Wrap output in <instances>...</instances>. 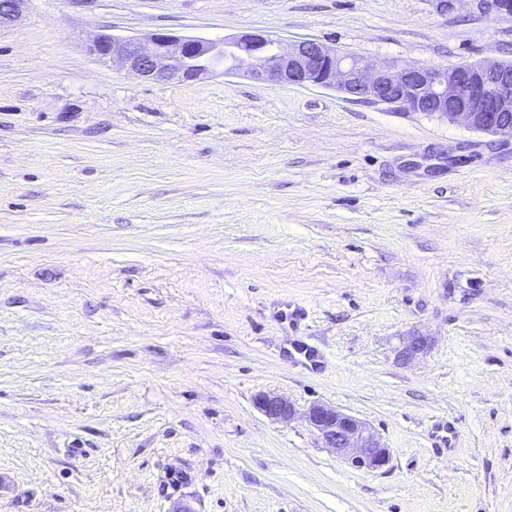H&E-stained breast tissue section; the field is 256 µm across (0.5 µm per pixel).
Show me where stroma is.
Segmentation results:
<instances>
[{
    "label": "stroma",
    "instance_id": "35a3bbf8",
    "mask_svg": "<svg viewBox=\"0 0 512 512\" xmlns=\"http://www.w3.org/2000/svg\"><path fill=\"white\" fill-rule=\"evenodd\" d=\"M158 31L512 61L479 0H27L0 29V512H512V141L89 51ZM314 403L389 465L325 448ZM254 404L264 416L275 422L289 423L297 416L294 405L274 392L258 394ZM303 417L309 427L351 468L376 472L388 466L390 450L365 422L325 403L310 405Z\"/></svg>",
    "mask_w": 512,
    "mask_h": 512
}]
</instances>
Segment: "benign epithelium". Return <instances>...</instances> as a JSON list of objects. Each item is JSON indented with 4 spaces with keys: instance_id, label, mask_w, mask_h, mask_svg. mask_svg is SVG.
<instances>
[{
    "instance_id": "1",
    "label": "benign epithelium",
    "mask_w": 512,
    "mask_h": 512,
    "mask_svg": "<svg viewBox=\"0 0 512 512\" xmlns=\"http://www.w3.org/2000/svg\"><path fill=\"white\" fill-rule=\"evenodd\" d=\"M26 0H0V29L21 17ZM90 53L158 82H191L223 63L230 73L242 66L247 76L270 86L337 88L356 99L426 112L450 123L512 140V61L470 62L450 67H411L370 62L314 40L284 41L245 33L220 44L167 33L146 40L98 36ZM268 419L289 423L292 403L274 392L255 397ZM303 417L350 467L376 472L388 466L390 450L365 422L325 403L310 405Z\"/></svg>"
}]
</instances>
